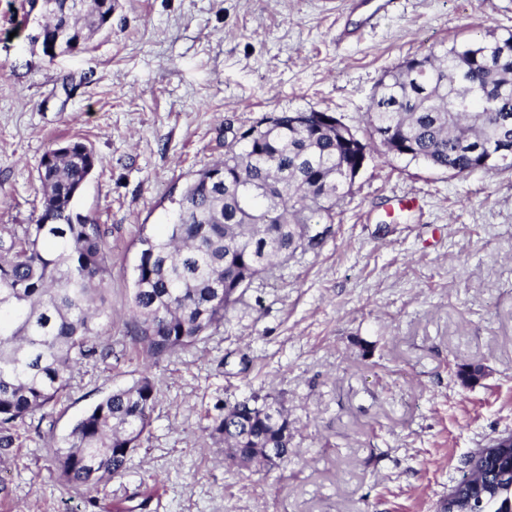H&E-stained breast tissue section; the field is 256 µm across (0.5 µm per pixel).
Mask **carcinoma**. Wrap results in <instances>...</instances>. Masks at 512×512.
I'll list each match as a JSON object with an SVG mask.
<instances>
[{
	"label": "carcinoma",
	"instance_id": "carcinoma-1",
	"mask_svg": "<svg viewBox=\"0 0 512 512\" xmlns=\"http://www.w3.org/2000/svg\"><path fill=\"white\" fill-rule=\"evenodd\" d=\"M105 0H85L75 20L83 41L106 23ZM314 108L274 112L225 145L224 160L199 172L180 193V220L140 239L126 337L152 361L186 350L224 326L254 282L324 238L309 229L332 222L352 195L342 162L353 149L323 129ZM372 143L459 177L512 169V34L461 48L431 49L387 71L366 113ZM98 156L81 141L41 160V212L0 254V448L13 429L47 409L76 372L106 362L103 339L110 261L105 230L75 211ZM220 173L224 180L208 178ZM157 402L144 374L100 400L53 444L52 466L72 489L92 491L122 477L129 453L149 434ZM211 435L241 465H279L293 454L288 413L270 395L250 405L216 403ZM486 493L474 512H505L512 488V447L468 458Z\"/></svg>",
	"mask_w": 512,
	"mask_h": 512
}]
</instances>
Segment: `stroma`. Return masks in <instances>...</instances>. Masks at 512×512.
<instances>
[{"instance_id": "stroma-1", "label": "stroma", "mask_w": 512, "mask_h": 512, "mask_svg": "<svg viewBox=\"0 0 512 512\" xmlns=\"http://www.w3.org/2000/svg\"><path fill=\"white\" fill-rule=\"evenodd\" d=\"M39 5L0 0V243L41 208L40 163L76 139L101 159L76 201L107 231L113 330L129 318L142 228L223 158L227 129L315 108L357 131L383 74L436 44L512 32V0H397L351 41L346 0H118L109 32L46 56ZM483 374L463 386L458 366ZM151 370V431L86 494L53 441ZM288 410L287 469L230 467L217 402ZM512 434V171L452 176L371 151L322 247L254 281L229 322L147 366L133 346L84 366L14 429L0 512H445L463 461Z\"/></svg>"}]
</instances>
